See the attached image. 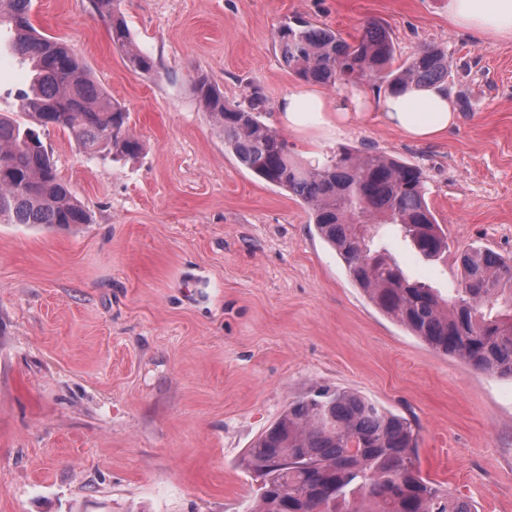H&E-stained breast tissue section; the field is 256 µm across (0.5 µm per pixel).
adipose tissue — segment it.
I'll use <instances>...</instances> for the list:
<instances>
[{"label":"adipose tissue","instance_id":"obj_1","mask_svg":"<svg viewBox=\"0 0 512 512\" xmlns=\"http://www.w3.org/2000/svg\"><path fill=\"white\" fill-rule=\"evenodd\" d=\"M448 19L481 37L512 39V0H448ZM379 108L386 125L418 142L442 136L458 118L448 93L436 85H413L386 95ZM278 112L286 128L311 139L341 130L352 118L347 102L312 85L287 94Z\"/></svg>","mask_w":512,"mask_h":512}]
</instances>
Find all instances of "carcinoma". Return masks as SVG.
<instances>
[{
	"mask_svg": "<svg viewBox=\"0 0 512 512\" xmlns=\"http://www.w3.org/2000/svg\"><path fill=\"white\" fill-rule=\"evenodd\" d=\"M89 3L108 24L127 66L155 71L123 19L120 0ZM32 9L33 0H0V27L10 28L13 54L33 72L30 84L15 92L16 112L0 113V223L67 228L87 223V214L58 176L41 132L69 133L90 157L135 156L142 145L130 128V112L65 42L37 30ZM276 42L283 63L307 83L366 79L393 94L412 84L448 81V56L437 47L395 64V44L376 21L349 42L297 18L278 28ZM249 89L244 103L231 105L209 78L194 79V93L224 134V147L258 179L307 206L319 235L381 313L476 371L512 378V260L489 249L462 253L446 299L410 280L388 254L385 225L427 260H440L450 250L427 202L423 170L378 151L347 147L303 166L262 120L268 110L264 90ZM241 464L257 483L253 512H476L471 500L444 492L422 475L408 419L344 388L316 386L295 397Z\"/></svg>",
	"mask_w": 512,
	"mask_h": 512,
	"instance_id": "1",
	"label": "carcinoma"
}]
</instances>
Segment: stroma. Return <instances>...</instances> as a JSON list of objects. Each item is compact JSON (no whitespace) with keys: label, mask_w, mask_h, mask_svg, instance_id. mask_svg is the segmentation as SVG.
<instances>
[{"label":"stroma","mask_w":512,"mask_h":512,"mask_svg":"<svg viewBox=\"0 0 512 512\" xmlns=\"http://www.w3.org/2000/svg\"><path fill=\"white\" fill-rule=\"evenodd\" d=\"M154 74L130 70L88 0H33L34 24L63 38L131 115L141 153H79L43 142L90 221L66 230L0 223V512H249L247 448L316 385L345 388L418 430L423 476L512 512V378L473 370L412 336L367 299L307 207L258 181L224 147L193 80L230 104L260 85L278 104L300 81L275 43L301 17L358 37L369 21L398 59L448 56L450 96L469 111L430 143L379 117L291 155L368 147L419 165L448 234L428 262L385 243L406 274L447 295L465 250L512 257V39L453 28L448 0H121ZM0 29V113L27 69Z\"/></svg>","instance_id":"35a3bbf8"}]
</instances>
